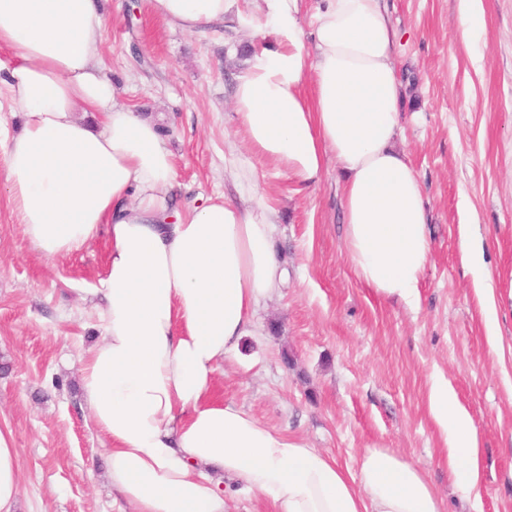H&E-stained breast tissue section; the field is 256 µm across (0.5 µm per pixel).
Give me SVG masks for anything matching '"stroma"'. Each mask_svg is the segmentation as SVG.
Instances as JSON below:
<instances>
[{
	"label": "stroma",
	"mask_w": 512,
	"mask_h": 512,
	"mask_svg": "<svg viewBox=\"0 0 512 512\" xmlns=\"http://www.w3.org/2000/svg\"><path fill=\"white\" fill-rule=\"evenodd\" d=\"M403 36L407 88L400 147L429 203L431 253L418 302L378 296L345 253L341 181L295 192L254 156L279 212L276 249L288 280L256 311L242 361H225L216 398L357 470L385 448L417 464L441 512H512V0H482L476 40L458 38L461 0H388ZM105 73L122 101L161 117L189 210L218 193L224 138L233 134L231 80L251 28L189 34L146 0H104ZM107 233L79 251L42 258L0 184V432L17 450L16 512H123L105 477L107 440L80 391L86 351L102 336L97 297ZM447 383L478 436L477 496L448 474L445 438L429 409Z\"/></svg>",
	"instance_id": "obj_1"
}]
</instances>
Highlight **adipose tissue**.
I'll use <instances>...</instances> for the list:
<instances>
[{
	"mask_svg": "<svg viewBox=\"0 0 512 512\" xmlns=\"http://www.w3.org/2000/svg\"><path fill=\"white\" fill-rule=\"evenodd\" d=\"M187 32L251 27L263 17L271 48L254 50L231 101L245 147L228 141L224 170L238 196L187 212L173 205L175 156L155 117L122 103L104 72L100 0H0L4 82L23 115L4 161L8 201L45 259L107 231L112 249L92 293L102 338L80 385L108 441L107 476L131 512H228L222 481L272 512H440L422 471L400 454L365 449L357 471L269 428L214 396L225 360L240 358L254 314L286 271L275 248L278 212L248 153L288 180L343 177L346 256L377 294L414 304L431 245L427 203L397 145L404 98L395 73L401 38L387 0H147ZM431 414L446 435L448 472L480 483L470 418L433 383ZM17 451L0 432V512L19 497Z\"/></svg>",
	"mask_w": 512,
	"mask_h": 512,
	"instance_id": "ef3b65f1",
	"label": "adipose tissue"
}]
</instances>
